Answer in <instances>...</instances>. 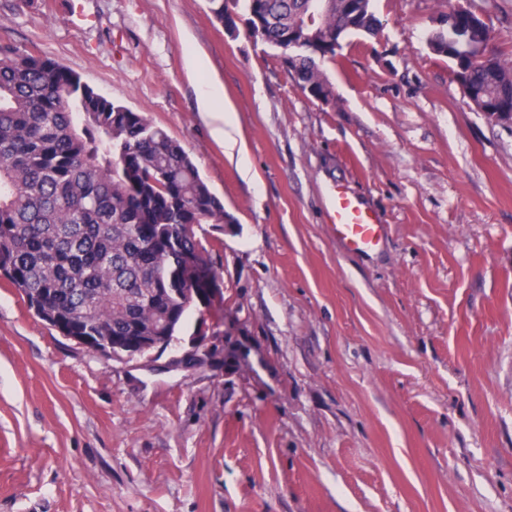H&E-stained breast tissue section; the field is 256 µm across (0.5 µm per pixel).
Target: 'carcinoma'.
I'll use <instances>...</instances> for the list:
<instances>
[{"label": "carcinoma", "instance_id": "cac0c4a2", "mask_svg": "<svg viewBox=\"0 0 512 512\" xmlns=\"http://www.w3.org/2000/svg\"><path fill=\"white\" fill-rule=\"evenodd\" d=\"M307 2L208 0L229 32L252 25L248 36L277 51L295 84L333 105L323 64L336 49L324 40L375 36L379 21L371 0L354 17L331 0L314 51L290 60L281 46L302 30ZM471 22L450 5L429 43L443 42L457 76L512 113V63L494 52L490 27ZM223 223L224 203L178 140L55 60L0 45V277L41 320L102 345L175 336L196 300L171 274L185 251L213 267L192 227Z\"/></svg>", "mask_w": 512, "mask_h": 512}]
</instances>
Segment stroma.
Here are the masks:
<instances>
[{
	"instance_id": "stroma-1",
	"label": "stroma",
	"mask_w": 512,
	"mask_h": 512,
	"mask_svg": "<svg viewBox=\"0 0 512 512\" xmlns=\"http://www.w3.org/2000/svg\"><path fill=\"white\" fill-rule=\"evenodd\" d=\"M512 61V0H460ZM377 37L303 94L206 0H0V43L145 114L224 202L202 224L222 350L95 353L0 279V512H512V125L469 107L429 47L446 0H373ZM233 113L241 167L211 133ZM337 186L388 227L347 252Z\"/></svg>"
}]
</instances>
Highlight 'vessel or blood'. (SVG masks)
Wrapping results in <instances>:
<instances>
[{"label": "vessel or blood", "instance_id": "b4317fda", "mask_svg": "<svg viewBox=\"0 0 512 512\" xmlns=\"http://www.w3.org/2000/svg\"><path fill=\"white\" fill-rule=\"evenodd\" d=\"M329 222L338 240L352 253L376 249L384 240L386 227L364 202L336 188L330 201Z\"/></svg>", "mask_w": 512, "mask_h": 512}]
</instances>
